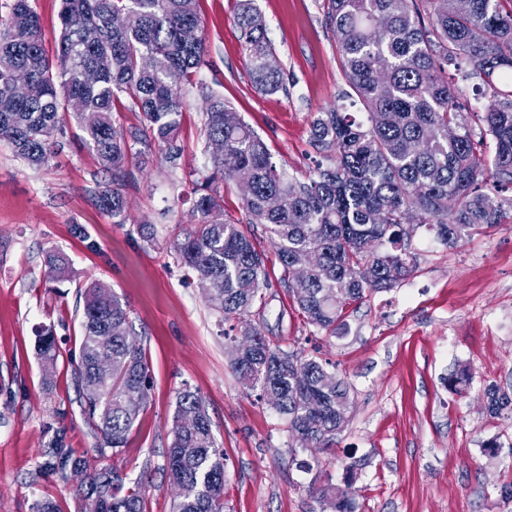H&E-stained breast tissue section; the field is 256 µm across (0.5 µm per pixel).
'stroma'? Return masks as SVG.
<instances>
[{
  "label": "stroma",
  "instance_id": "obj_1",
  "mask_svg": "<svg viewBox=\"0 0 512 512\" xmlns=\"http://www.w3.org/2000/svg\"><path fill=\"white\" fill-rule=\"evenodd\" d=\"M235 0H199L208 55L198 78L223 95L267 145L286 174L312 172L323 159L311 139L321 112L345 105L349 86L323 0H255L286 74V88H254ZM177 158L151 146L146 168L128 161V202L117 224L93 196L95 154L67 123L68 145L38 168L0 142V512H34L37 500L74 512L72 478L42 469V455L62 443L92 469L117 467L144 481L146 512H171L162 470L176 397L204 399L213 433L228 457L226 512H319L311 484H342L353 467L359 512H512V418L490 416L488 385L512 386V223L483 228L457 246L415 225L408 249L415 267L387 292L348 309L335 336L311 335L295 310L282 268L269 256L266 304L248 321L271 343L320 350L349 385L351 413L336 448L304 469L286 451L283 418L243 389L229 367L224 321L195 279L178 266L173 235L187 225L193 182L205 175L202 107L197 88L182 89ZM83 226L96 243L73 232ZM151 225L144 240L141 225ZM89 239V240H90ZM60 253L64 275L45 260ZM110 286L147 349L151 402L119 454L101 452L78 402L82 300L91 281ZM51 330L59 357L45 371L37 341ZM467 369L456 393L444 379ZM497 442L496 457L485 451Z\"/></svg>",
  "mask_w": 512,
  "mask_h": 512
}]
</instances>
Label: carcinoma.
Returning <instances> with one entry per match:
<instances>
[{"mask_svg":"<svg viewBox=\"0 0 512 512\" xmlns=\"http://www.w3.org/2000/svg\"><path fill=\"white\" fill-rule=\"evenodd\" d=\"M502 0H325L344 75L368 114V124L332 108L312 124V139L328 164L307 178L272 161L264 141L212 91L202 132L209 174L192 184L191 227L177 235V263L224 322L242 321L268 288L266 262L241 221L224 214V183L242 189L246 223L263 227L283 270V282L304 323L336 334L347 307L369 292L387 291L413 271L408 252L415 213L445 245L485 227L512 223V11ZM55 52L45 47L33 0H13L0 17V141L16 157L40 166L64 148L60 135L74 119L80 139L109 174L95 180L99 207L121 224L122 192L133 146L153 142L170 157L183 110L181 86L194 83L207 44L198 0H61ZM252 85L265 93L285 87L284 72L254 0H237ZM450 66L482 81L489 98L486 129L477 136L457 92L441 76ZM95 69L88 84L83 71ZM28 74L32 92L12 91ZM79 98L82 109L66 106ZM142 112L144 124L116 129L121 99ZM224 142L220 155L210 143ZM127 310L111 288L84 289L82 336L74 375L80 407L98 445L128 447L150 403L152 377L143 343L130 344ZM230 366L242 386L286 419L288 454L307 436L314 447H336L351 411L349 387L318 351H287L246 324L224 331ZM112 362L101 377L97 362ZM488 409L512 416V393L491 385ZM168 482L181 486L172 512H224L228 466L206 406L188 387L176 398L172 438L165 452ZM41 467L81 469L62 445L43 453ZM353 467L342 485L309 486L320 512H358ZM97 499L100 512H145V486L125 483L115 469L87 472L77 485L78 512Z\"/></svg>","mask_w":512,"mask_h":512,"instance_id":"cac0c4a2","label":"carcinoma"}]
</instances>
